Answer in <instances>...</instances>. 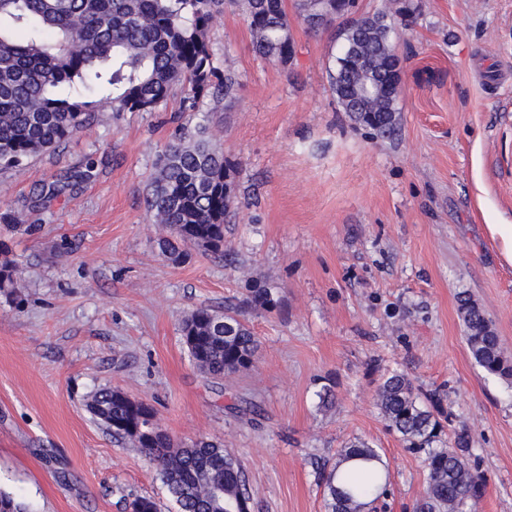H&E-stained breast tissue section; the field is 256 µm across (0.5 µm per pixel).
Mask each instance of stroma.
Returning a JSON list of instances; mask_svg holds the SVG:
<instances>
[{
	"label": "stroma",
	"instance_id": "35a3bbf8",
	"mask_svg": "<svg viewBox=\"0 0 512 512\" xmlns=\"http://www.w3.org/2000/svg\"><path fill=\"white\" fill-rule=\"evenodd\" d=\"M395 50L398 131L383 139L338 112L335 27L293 18L290 64L256 57L243 16L209 31L231 97L199 111L101 112L55 151L0 174V241L17 262L0 292V491L28 512H178L154 466L86 409L104 385L149 403L178 444L224 445L244 466L250 512H326L317 462L350 441L388 465L375 512H414L423 454L377 405L394 371L438 393L443 433L466 430L484 479L477 512H512V383L463 339L470 294L512 358V0H413ZM207 122L234 166L223 256L161 254L146 183L180 127ZM256 288L278 304H251ZM241 310L252 367L214 381L181 338L196 308ZM331 390V404L321 395Z\"/></svg>",
	"mask_w": 512,
	"mask_h": 512
}]
</instances>
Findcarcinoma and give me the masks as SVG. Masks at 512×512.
I'll list each match as a JSON object with an SVG mask.
<instances>
[{
  "label": "carcinoma",
  "mask_w": 512,
  "mask_h": 512,
  "mask_svg": "<svg viewBox=\"0 0 512 512\" xmlns=\"http://www.w3.org/2000/svg\"><path fill=\"white\" fill-rule=\"evenodd\" d=\"M349 20L339 31L341 48L329 70L338 111L381 138L397 130L399 96L385 90L397 75V28L413 22L407 0H383L372 13L354 11L356 0H328ZM230 8L247 21L253 52L288 63L293 40L285 0H0V170L56 149L88 127L97 112H150L176 92L196 112L211 91H231L233 74L214 65L208 34L215 17ZM232 170L207 127H182L157 159L146 204L157 223L169 226L163 254L177 261L196 248L224 253V214L233 196ZM17 264L0 250V291L15 287ZM457 310L466 345L491 376L512 379V361L491 320L468 294ZM234 325L231 336L216 323ZM182 341L208 377L249 369L258 338L239 315L198 308L183 322ZM387 427L424 453L427 486L415 512H474L483 481L467 461L469 435L437 448L442 431L436 394L421 402L411 380L393 373L377 388ZM87 410L116 440L155 464L180 512H249L248 479L224 446L196 441L178 446L159 426L154 410L110 386L95 391ZM376 449L353 442L339 460L320 467L328 512H366L384 494L387 468Z\"/></svg>",
  "instance_id": "1"
}]
</instances>
